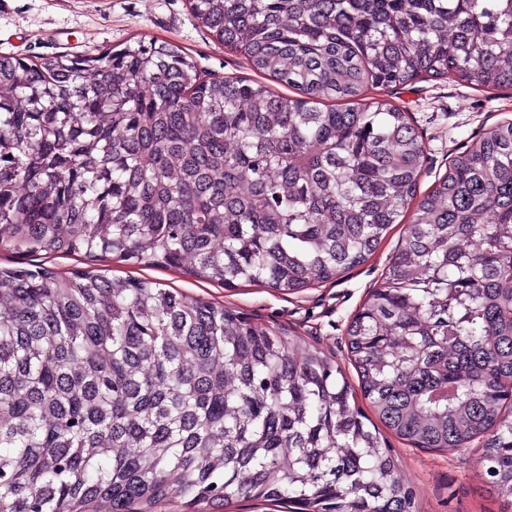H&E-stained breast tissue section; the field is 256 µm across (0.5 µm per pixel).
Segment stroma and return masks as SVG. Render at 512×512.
<instances>
[{
  "label": "stroma",
  "instance_id": "1",
  "mask_svg": "<svg viewBox=\"0 0 512 512\" xmlns=\"http://www.w3.org/2000/svg\"><path fill=\"white\" fill-rule=\"evenodd\" d=\"M154 39L180 47L199 68L217 76L252 77L245 57L230 53L194 20L188 0H0V55L32 60L58 54L120 49L131 39ZM376 101L409 112L426 147L421 187L429 189L463 142L512 121V90L480 91L448 80H420L400 92H377ZM405 231L397 224L365 264L331 283L283 294L257 283L235 288L197 280L163 267H130L111 258L90 262L55 255L45 267L59 273L97 269L109 277H147L161 287L236 310L259 325L300 337L337 360L357 383L344 343L348 322L381 274ZM403 482L413 488L419 512H512L483 476V444L464 451L415 448L385 433Z\"/></svg>",
  "mask_w": 512,
  "mask_h": 512
}]
</instances>
